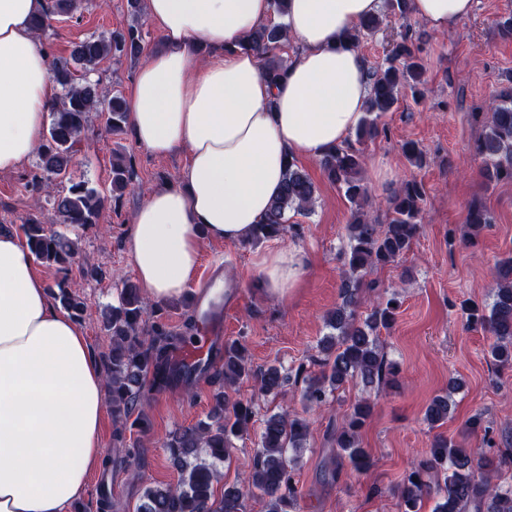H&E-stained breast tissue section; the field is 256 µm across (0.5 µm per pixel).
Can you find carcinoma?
<instances>
[{
	"mask_svg": "<svg viewBox=\"0 0 512 512\" xmlns=\"http://www.w3.org/2000/svg\"><path fill=\"white\" fill-rule=\"evenodd\" d=\"M81 0H46V7L33 19L35 33L48 36L57 16L74 17ZM131 23L118 30L91 34L74 43L69 56L51 61L54 80L62 94L50 106L51 123L38 147V173L28 188L39 194L53 180L67 174L76 146L86 136L90 115H106V127L124 131L125 99L103 94L101 79L88 78L98 72L102 62L133 61L143 51V0H128ZM382 14L361 20L348 33L353 46L381 30ZM288 47L284 23H270L247 37L243 49L263 56L262 77L275 84L288 69L282 51ZM425 69L414 45L404 35L392 43L382 65L369 71L370 92L363 114L354 131L334 150L323 155L321 165L327 179L343 191L351 204L352 220L347 225L348 247L344 252L345 280L340 302L325 317L328 333L318 343L319 356L309 364H300L286 372L275 364L255 371L246 357V348L238 339L224 341L222 365L214 377L213 413L210 421L177 429L168 434L163 448L179 473L176 485L148 486L140 497L137 512H245V501L257 496L264 501L265 512H300L295 482L298 454L306 447L310 433L307 418L288 411L267 413L252 453V466L242 479L224 485L216 496L213 481L217 465L236 451L235 440L246 434L257 416L250 400L231 401L225 388L244 380H254L261 393L278 396L289 385L303 384L302 399L313 408L324 404L328 396L345 384L362 387L348 410L327 430V441L336 448L337 477L343 462L363 473L370 467L360 432L372 415L371 390L396 381L398 366L390 360L380 342L381 330L392 328L396 319L397 292H380L371 312L358 313L359 285L369 269L394 263L410 250L419 232V218L425 198L423 185L411 178L404 181L388 201L387 223L372 221L366 210L368 189L363 178L362 145L380 133L379 120L394 110L405 87L420 92ZM486 132L476 144L485 176L491 182L512 181V89L503 90L485 108ZM411 166L420 169L428 163L427 154L415 143L402 145ZM136 178L129 159L112 163L110 194L105 195L85 182L71 184L67 192L53 197L51 210L29 218L21 226L25 243L35 259L68 272L76 264L77 241L52 228L54 224L88 226L111 202L117 203ZM315 186L308 174L295 163L288 164L279 193L273 197L261 221L255 225L250 241L260 242L282 235L287 229L288 213L312 210ZM489 223L481 204L471 206L465 218L463 239L472 237ZM496 288L492 302L479 305L464 302L461 311L466 322L493 336L489 355L494 365L512 368V257L500 260L494 268ZM60 304L81 319L85 298L70 290L65 281L55 283ZM147 304L141 289L127 283L120 291L118 304L103 315L102 327L110 345L102 354L107 398L112 404L114 422L145 431L146 420L135 415L147 398V378L160 386L182 384L191 390L193 370L169 362V352L188 339L186 333L171 331L164 321L163 309L153 311V322L143 320ZM452 406L450 395H438L428 405L424 421L431 427L448 420ZM467 429L484 430V448H467L461 442L437 438L426 457L412 463L397 489L398 512H420L424 498L434 497L433 512H512V482L499 483L502 467L512 463V431L504 428L499 439L489 436L483 413L468 419Z\"/></svg>",
	"mask_w": 512,
	"mask_h": 512,
	"instance_id": "obj_1",
	"label": "carcinoma"
}]
</instances>
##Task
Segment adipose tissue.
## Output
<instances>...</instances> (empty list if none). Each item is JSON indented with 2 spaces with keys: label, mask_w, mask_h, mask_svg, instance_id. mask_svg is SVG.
Instances as JSON below:
<instances>
[{
  "label": "adipose tissue",
  "mask_w": 512,
  "mask_h": 512,
  "mask_svg": "<svg viewBox=\"0 0 512 512\" xmlns=\"http://www.w3.org/2000/svg\"><path fill=\"white\" fill-rule=\"evenodd\" d=\"M382 0H289L284 18L299 50L285 77H261L241 50L271 22L272 0H144L160 34L129 88L126 123L154 156L183 152L175 183L149 190L127 232L130 264L147 295L189 287L203 238L248 239L289 164L321 158L357 127L369 71L348 31ZM42 0H0V172L16 171L43 139L56 94L50 58L31 24ZM444 33L473 0H412ZM257 286L285 297L305 258L274 249ZM103 372L86 334L57 308L50 283L14 234L0 232V512H66L101 459Z\"/></svg>",
  "instance_id": "ef3b65f1"
}]
</instances>
